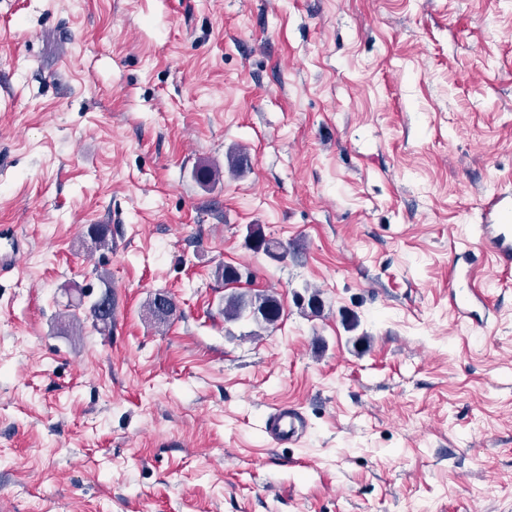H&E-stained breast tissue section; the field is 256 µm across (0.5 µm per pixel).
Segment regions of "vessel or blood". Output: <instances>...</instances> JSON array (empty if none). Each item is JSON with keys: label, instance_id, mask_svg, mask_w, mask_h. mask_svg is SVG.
I'll use <instances>...</instances> for the list:
<instances>
[{"label": "vessel or blood", "instance_id": "b4317fda", "mask_svg": "<svg viewBox=\"0 0 512 512\" xmlns=\"http://www.w3.org/2000/svg\"><path fill=\"white\" fill-rule=\"evenodd\" d=\"M487 223L478 225L473 239H460L463 249L479 245L492 253L499 266L512 267V207L503 202L501 194H493L482 205ZM263 431L271 441L282 443L299 442L307 432V422L298 409L280 407L269 412L263 421Z\"/></svg>", "mask_w": 512, "mask_h": 512}]
</instances>
